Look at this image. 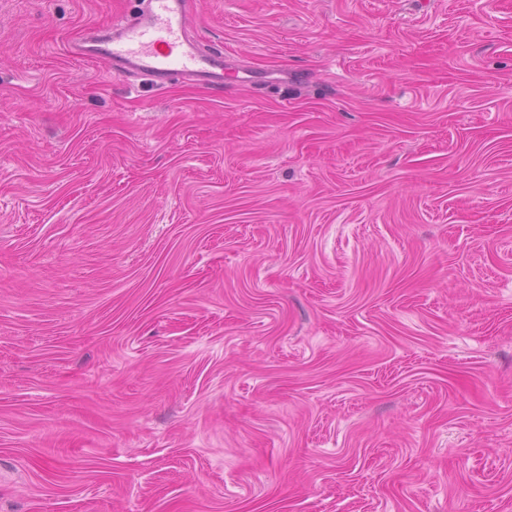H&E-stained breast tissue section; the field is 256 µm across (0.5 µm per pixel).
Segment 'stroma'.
Segmentation results:
<instances>
[{"mask_svg":"<svg viewBox=\"0 0 512 512\" xmlns=\"http://www.w3.org/2000/svg\"><path fill=\"white\" fill-rule=\"evenodd\" d=\"M137 9L0 0V512H512V0ZM132 17L90 29L71 43L72 53L105 61L116 74L136 72L158 82L194 79L224 90L222 53L207 52L188 35L190 0H143Z\"/></svg>","mask_w":512,"mask_h":512,"instance_id":"obj_1","label":"stroma"}]
</instances>
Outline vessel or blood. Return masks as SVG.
Returning <instances> with one entry per match:
<instances>
[{"instance_id": "b4317fda", "label": "vessel or blood", "mask_w": 512, "mask_h": 512, "mask_svg": "<svg viewBox=\"0 0 512 512\" xmlns=\"http://www.w3.org/2000/svg\"><path fill=\"white\" fill-rule=\"evenodd\" d=\"M143 3L132 17L80 34L73 54L103 60L117 74L133 71L159 82L180 77L223 91L221 54L205 51L187 32L191 0Z\"/></svg>"}]
</instances>
